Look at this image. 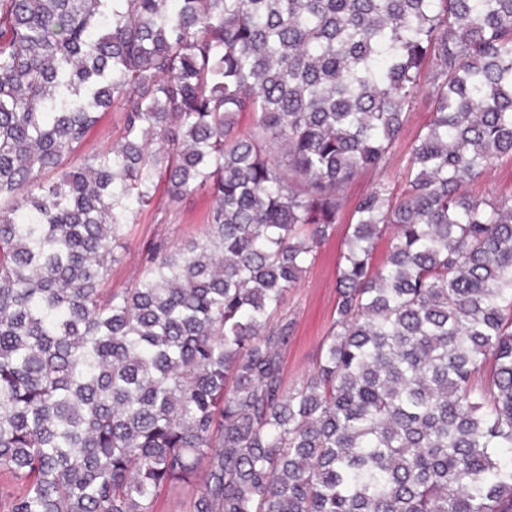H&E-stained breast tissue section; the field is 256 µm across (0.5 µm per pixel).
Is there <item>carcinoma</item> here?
Segmentation results:
<instances>
[{"mask_svg": "<svg viewBox=\"0 0 512 512\" xmlns=\"http://www.w3.org/2000/svg\"><path fill=\"white\" fill-rule=\"evenodd\" d=\"M422 91L290 389L284 296ZM505 161L512 0H0V512H512V197L471 189ZM160 179L203 238L105 296ZM120 126V112H114L112 109L103 112L99 123L90 132L82 153L88 154L110 146L112 141L118 137Z\"/></svg>", "mask_w": 512, "mask_h": 512, "instance_id": "cac0c4a2", "label": "carcinoma"}]
</instances>
